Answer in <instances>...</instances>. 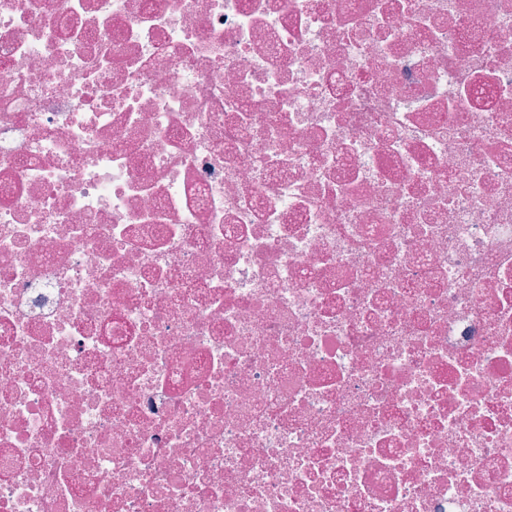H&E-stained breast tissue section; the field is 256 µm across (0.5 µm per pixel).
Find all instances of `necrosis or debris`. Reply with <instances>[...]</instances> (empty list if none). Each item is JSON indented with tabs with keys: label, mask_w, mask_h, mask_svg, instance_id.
Segmentation results:
<instances>
[{
	"label": "necrosis or debris",
	"mask_w": 512,
	"mask_h": 512,
	"mask_svg": "<svg viewBox=\"0 0 512 512\" xmlns=\"http://www.w3.org/2000/svg\"><path fill=\"white\" fill-rule=\"evenodd\" d=\"M0 512H512V0H0Z\"/></svg>",
	"instance_id": "1"
}]
</instances>
